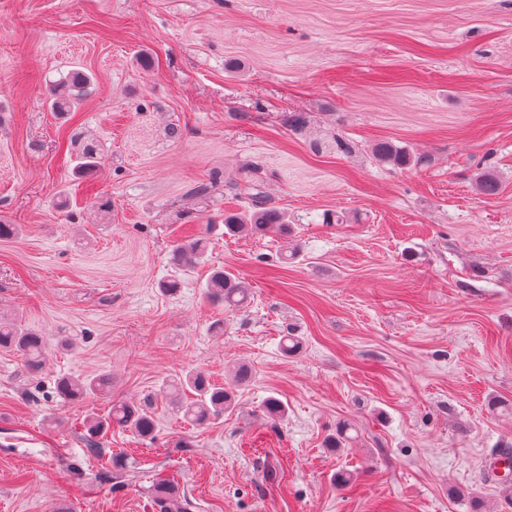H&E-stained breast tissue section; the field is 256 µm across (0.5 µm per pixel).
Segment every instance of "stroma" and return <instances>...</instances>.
<instances>
[{
  "mask_svg": "<svg viewBox=\"0 0 512 512\" xmlns=\"http://www.w3.org/2000/svg\"><path fill=\"white\" fill-rule=\"evenodd\" d=\"M76 69L90 92L56 117ZM78 136L99 149L83 177ZM379 141L428 163H381ZM246 178L289 239L225 235ZM0 224L21 229L0 316L47 342L35 374L0 351V512H159L161 476L185 512H512L492 467L512 446V0H0ZM195 237L207 257L181 270ZM217 267L246 306L203 296ZM238 363L255 376L207 425L159 393ZM100 374L111 394H56ZM143 398L154 443L115 427L87 448V416ZM207 244L203 239L186 240L177 244L172 253V260L182 268H193L206 257Z\"/></svg>",
  "mask_w": 512,
  "mask_h": 512,
  "instance_id": "obj_1",
  "label": "stroma"
}]
</instances>
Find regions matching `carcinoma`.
Wrapping results in <instances>:
<instances>
[{"label":"carcinoma","mask_w":512,"mask_h":512,"mask_svg":"<svg viewBox=\"0 0 512 512\" xmlns=\"http://www.w3.org/2000/svg\"><path fill=\"white\" fill-rule=\"evenodd\" d=\"M90 77L81 70H74L59 86L49 94V107L52 111L65 114L73 111L87 94ZM375 158L396 167L420 166L427 163L423 157H414L409 152L388 141L378 142L373 147ZM77 173L94 171L98 166V152L91 142L84 143L78 153ZM477 191L485 196H495L499 192L496 176L486 171L475 181ZM236 196L248 200L241 212L224 213L226 234L264 235L275 229L288 235L289 224L286 214L268 204L263 192L254 182L235 185ZM207 244L201 239L186 240L177 244L172 260L182 268L190 269L203 262ZM206 296L214 302L234 305L244 296L243 288L231 275L222 270L215 271L205 284ZM45 340L39 333L10 320H0V351H12L21 357L23 366L32 372L41 370L45 357ZM175 398L172 405L183 418L193 425H203L217 419L232 409L233 392L212 383L209 375L201 370H189L176 380L166 383ZM112 387V378L106 375L82 378L62 377L56 383L57 394L68 400L80 401L95 396ZM265 416L271 420L285 416V407L274 397H268L263 405ZM125 428L143 439H155V420L141 406L128 401L112 404L108 416L93 417L86 423V445L96 448L99 438L105 436L112 426ZM153 497L159 512H177L180 499L179 488L167 480H160L153 486Z\"/></svg>","instance_id":"cac0c4a2"}]
</instances>
